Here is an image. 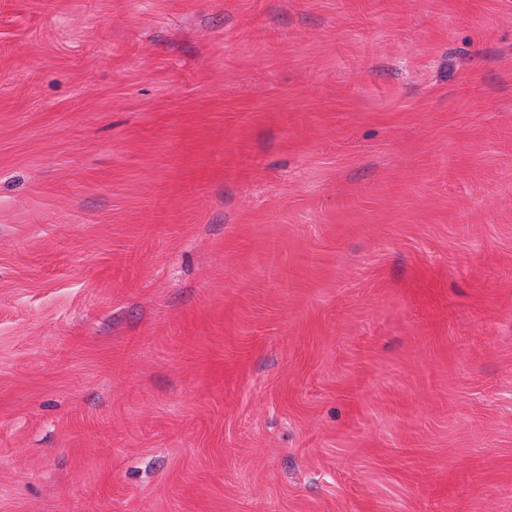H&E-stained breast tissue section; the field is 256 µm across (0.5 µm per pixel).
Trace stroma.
I'll list each match as a JSON object with an SVG mask.
<instances>
[{
    "instance_id": "1",
    "label": "stroma",
    "mask_w": 512,
    "mask_h": 512,
    "mask_svg": "<svg viewBox=\"0 0 512 512\" xmlns=\"http://www.w3.org/2000/svg\"><path fill=\"white\" fill-rule=\"evenodd\" d=\"M0 512H512V0H0Z\"/></svg>"
}]
</instances>
